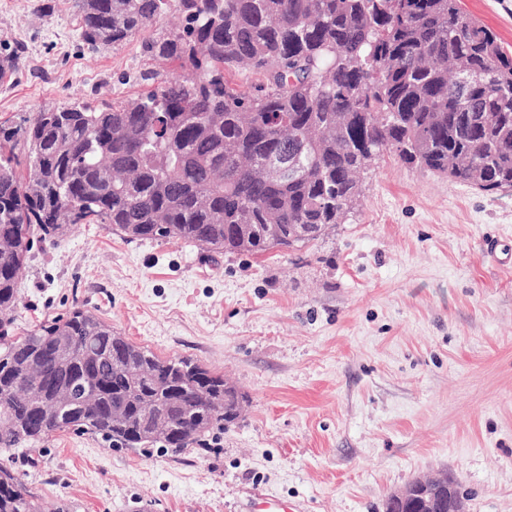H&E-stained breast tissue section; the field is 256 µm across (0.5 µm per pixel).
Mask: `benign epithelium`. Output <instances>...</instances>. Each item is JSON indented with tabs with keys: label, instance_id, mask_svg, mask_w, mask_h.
Here are the masks:
<instances>
[{
	"label": "benign epithelium",
	"instance_id": "obj_1",
	"mask_svg": "<svg viewBox=\"0 0 512 512\" xmlns=\"http://www.w3.org/2000/svg\"><path fill=\"white\" fill-rule=\"evenodd\" d=\"M444 509L465 512L464 500L446 475L416 480L406 488L391 492L385 500V512H442Z\"/></svg>",
	"mask_w": 512,
	"mask_h": 512
}]
</instances>
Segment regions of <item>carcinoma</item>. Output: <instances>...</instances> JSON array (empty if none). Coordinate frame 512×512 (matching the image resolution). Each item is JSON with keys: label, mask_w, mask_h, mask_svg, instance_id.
<instances>
[{"label": "carcinoma", "mask_w": 512, "mask_h": 512, "mask_svg": "<svg viewBox=\"0 0 512 512\" xmlns=\"http://www.w3.org/2000/svg\"><path fill=\"white\" fill-rule=\"evenodd\" d=\"M89 46L152 28L180 72L101 108L46 106L0 129V449L56 432L180 452L245 397L188 358H161L96 314L13 334L33 238L109 224L255 255L316 241L350 211L387 149L493 192L512 187V55L460 0H78ZM176 12L182 24L161 25ZM16 49L0 79L17 70ZM469 75L461 81L459 68ZM245 68L247 85L229 76ZM293 168L273 178L268 162ZM73 400L57 410L61 388ZM120 409L123 418L112 416ZM168 419L174 430L159 429ZM0 512H41L0 465Z\"/></svg>", "instance_id": "obj_1"}]
</instances>
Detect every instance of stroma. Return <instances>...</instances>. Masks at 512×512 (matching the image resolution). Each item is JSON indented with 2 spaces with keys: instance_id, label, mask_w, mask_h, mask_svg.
<instances>
[{
  "instance_id": "obj_1",
  "label": "stroma",
  "mask_w": 512,
  "mask_h": 512,
  "mask_svg": "<svg viewBox=\"0 0 512 512\" xmlns=\"http://www.w3.org/2000/svg\"><path fill=\"white\" fill-rule=\"evenodd\" d=\"M512 53V0H462ZM144 36L91 48L76 0H0V122L137 97L176 73ZM342 224L259 256L79 224L35 243L19 332L79 306L163 358L224 375L246 402L206 446L112 448L71 431L0 453L43 507L242 512L254 492L301 512H384L440 473L466 512H512V189L483 192L379 154Z\"/></svg>"
}]
</instances>
